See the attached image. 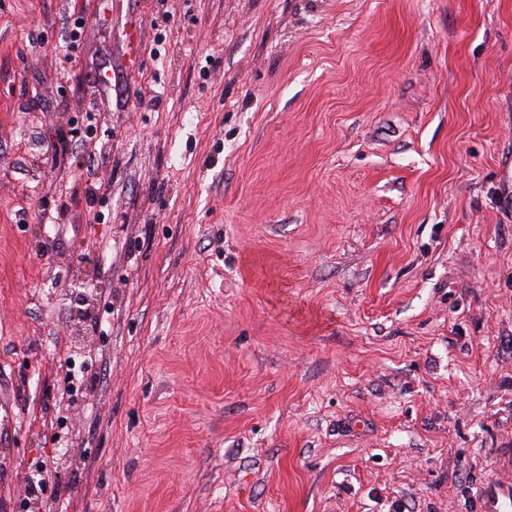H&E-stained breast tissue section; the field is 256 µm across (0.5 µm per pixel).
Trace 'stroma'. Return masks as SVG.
Here are the masks:
<instances>
[{
	"label": "stroma",
	"instance_id": "35a3bbf8",
	"mask_svg": "<svg viewBox=\"0 0 512 512\" xmlns=\"http://www.w3.org/2000/svg\"><path fill=\"white\" fill-rule=\"evenodd\" d=\"M490 480L512 0H0V512H479Z\"/></svg>",
	"mask_w": 512,
	"mask_h": 512
}]
</instances>
